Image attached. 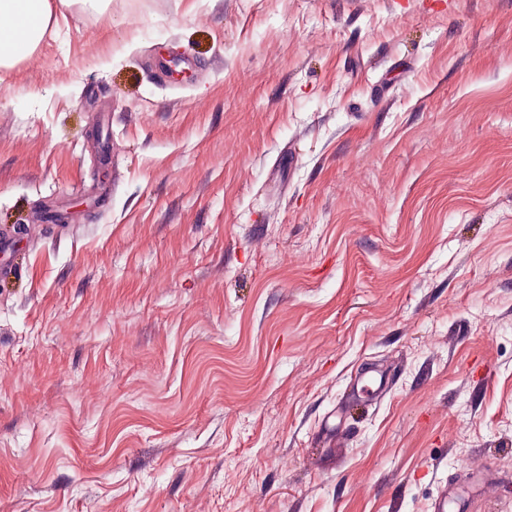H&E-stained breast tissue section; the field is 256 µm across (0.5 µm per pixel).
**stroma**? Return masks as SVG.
<instances>
[{"instance_id": "stroma-1", "label": "stroma", "mask_w": 512, "mask_h": 512, "mask_svg": "<svg viewBox=\"0 0 512 512\" xmlns=\"http://www.w3.org/2000/svg\"><path fill=\"white\" fill-rule=\"evenodd\" d=\"M60 25L0 75V512H512V0Z\"/></svg>"}]
</instances>
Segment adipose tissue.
<instances>
[{
	"label": "adipose tissue",
	"mask_w": 512,
	"mask_h": 512,
	"mask_svg": "<svg viewBox=\"0 0 512 512\" xmlns=\"http://www.w3.org/2000/svg\"><path fill=\"white\" fill-rule=\"evenodd\" d=\"M111 0H0V70H12L31 57L58 15L72 7L89 13L107 11Z\"/></svg>",
	"instance_id": "ef3b65f1"
}]
</instances>
